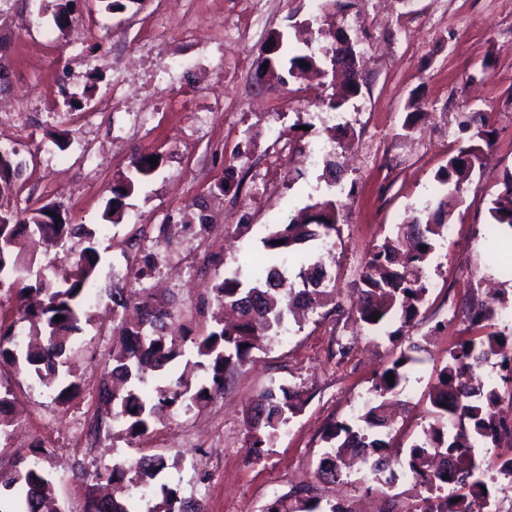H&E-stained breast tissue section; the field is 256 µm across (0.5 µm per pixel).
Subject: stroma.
<instances>
[{
	"instance_id": "stroma-1",
	"label": "stroma",
	"mask_w": 512,
	"mask_h": 512,
	"mask_svg": "<svg viewBox=\"0 0 512 512\" xmlns=\"http://www.w3.org/2000/svg\"><path fill=\"white\" fill-rule=\"evenodd\" d=\"M56 0H0V106L15 107L0 121V144L16 147L27 166L0 210L60 205L71 223L97 224L102 269L95 283L101 303L87 311L72 361L77 395L67 404L7 364L0 385L9 388L18 420L0 435V478L40 449L44 468L56 479L61 512H85L83 470L133 464L144 455L164 456L160 479L198 501L204 512H264L275 498L307 490L324 504L339 494L365 499L369 512H407L411 485L367 487L358 475L342 484L317 475L331 421H349L363 411L376 373L400 353L388 331L357 329L353 306L360 274L375 244L414 212L434 207L441 190L436 173L449 156L473 145L476 116L492 130L480 166L462 184L450 222L456 233L448 253L426 268L433 287L411 324V341L426 346L413 365L401 398L406 409L388 455L421 438L430 421L426 396L448 350L487 304L495 287L512 308V279L498 277L512 231L493 228L490 203L512 173V0H353L342 29L354 43L362 76L356 96L343 106L348 126L335 130L301 125L308 113L324 112L333 88L310 74L258 85L254 74L275 33L284 56L327 49L334 43L329 18L334 0H266L253 15L245 0H168L160 28L145 32L139 18L158 0H135L107 12L76 0L70 21L55 28ZM94 21L106 31L83 47L65 51L75 24ZM191 24L190 41L173 34ZM54 31L44 43L43 29ZM149 37L158 55L187 60L199 48L222 46L219 72L186 77L154 92L149 69L130 63L127 74L112 59ZM325 147L340 165L335 192L341 203L334 253H321L336 278L334 298L286 333L267 337L261 349L233 370L208 403L161 416L149 432L131 440L112 422L97 445L76 436L78 413H106L99 403L104 363L112 351V314L104 298L116 270L128 271L136 250L163 249L165 224H193L197 203L223 210L224 231L214 232L205 251L187 252L190 268L174 291L172 310L194 336L209 332L216 311L210 287L216 275L238 270L252 280L244 255L263 250L261 240L277 224L327 196L322 178ZM159 156L147 182L125 198L117 224L103 225L112 186L125 179L135 156ZM139 236V249L130 248ZM350 348L339 356L338 345ZM303 390L308 402L261 458L246 446L249 402L278 387Z\"/></svg>"
}]
</instances>
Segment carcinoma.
Returning <instances> with one entry per match:
<instances>
[{
    "instance_id": "1",
    "label": "carcinoma",
    "mask_w": 512,
    "mask_h": 512,
    "mask_svg": "<svg viewBox=\"0 0 512 512\" xmlns=\"http://www.w3.org/2000/svg\"><path fill=\"white\" fill-rule=\"evenodd\" d=\"M282 47L283 36L278 33L271 38L272 56L264 59L268 68H259L269 80L281 78L278 68ZM480 152L476 146L463 151L470 159L468 165L458 155L449 158L447 166L436 175L444 190L434 211L411 217L405 236L386 237L374 246L360 278L357 309L359 320L368 329L378 331L397 320L405 328L425 305L429 288L422 279L423 268L434 258L436 240L444 238L460 185L479 162ZM24 167L15 149L0 154V195L12 190ZM155 169L146 159H133L132 176L124 182L126 194H132ZM59 213L61 210L50 204L20 213L0 210V271L10 274L7 281L0 282V291L14 298L19 320L28 323L21 344L15 341L14 326L0 329V359L46 386L60 369L69 367L76 352L70 333L78 329L80 316L91 306L99 264L96 229L74 227L63 216L54 218ZM489 213L494 223L512 229V174L504 179V191L492 201ZM300 217L299 222L281 224L270 231L262 239L266 254L250 259V263L287 257L298 245L323 243L339 232V209L334 200L311 204ZM34 239L44 253L52 252L70 262L67 281L58 284L48 274L49 266L38 261L32 250L30 241ZM422 245L426 250L420 249ZM155 270L152 254L146 253L131 272L138 279H148ZM296 278L301 283L298 289L273 267L267 268L265 278L257 277L249 283L243 282L236 271L225 273L210 288L218 307L213 316L215 328L192 339L172 330L171 314L147 292L131 298L123 288L112 289L113 335L117 341L112 344V365L103 385V394L112 402L109 418L119 420L125 436L135 439L149 431L160 405L188 408L208 402L223 390L230 372L248 360L261 338L281 333L294 310L314 311L322 306L324 296L334 294L331 276L319 259H304ZM374 314L379 318L372 319ZM58 315L64 320L54 321ZM188 343L192 344L189 352ZM423 350L422 344L410 343L391 367L377 375L372 397L353 423L334 421L327 426L320 475L331 480L342 478L347 456L362 451L374 459V476L379 484H395L402 472L425 485L427 495L414 501L410 512H471L474 496L489 506L492 494L487 490L485 469L476 460L477 448L467 442L474 441L478 448H495L503 437L512 439V431L497 411L500 387L512 396V376L502 375L499 385L475 377L460 384L457 378L463 370L483 367L492 356L500 358L503 370H512V338L489 332L465 338L448 350V362L428 393L432 421L423 430V438L409 448L394 470L383 455L387 443L381 430L393 424L392 399L401 394L408 368L423 361L417 356ZM187 354L190 358H186L182 373L165 387L156 388L158 400H153L146 389L148 377L166 374ZM194 369L205 370L208 381L192 385L189 373ZM391 373L392 384L387 378ZM305 402L304 394L292 388L258 394L249 404L245 420L246 445L251 452L259 455L260 448L288 426ZM167 467L164 457L150 455L140 458L133 467L116 461L110 468L82 473L88 492L85 512H140L139 504L126 494L129 486L152 489L146 512H202L201 505L183 498L178 488L166 484L152 487ZM4 489L7 494L0 498V512H40L43 501L54 495L55 483L35 458L21 463L4 482ZM265 512L346 510L335 504L325 511L319 501L299 489L287 500L275 499Z\"/></svg>"
}]
</instances>
